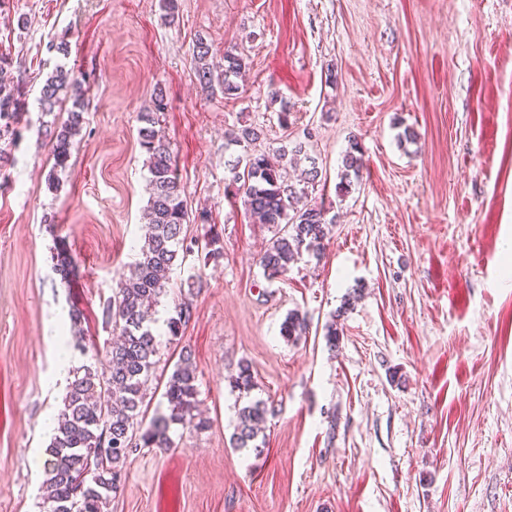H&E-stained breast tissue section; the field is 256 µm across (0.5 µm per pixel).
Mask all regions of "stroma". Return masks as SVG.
<instances>
[{
	"instance_id": "obj_1",
	"label": "stroma",
	"mask_w": 512,
	"mask_h": 512,
	"mask_svg": "<svg viewBox=\"0 0 512 512\" xmlns=\"http://www.w3.org/2000/svg\"><path fill=\"white\" fill-rule=\"evenodd\" d=\"M178 4L172 21L162 0H0V54L26 98L0 168V512L51 510L29 457L62 406L59 349L106 368L104 305L146 231L137 116L159 89L187 234L224 245L178 337L172 297L155 312L162 359L192 354L209 427L136 448L108 512H512V0ZM200 38L246 57L236 98L200 88ZM59 64L83 82L84 122L52 189L38 98ZM243 125L263 129V152L307 142L326 178L308 198L335 218L323 253L273 282L259 266L272 229L226 190L241 150L224 133ZM354 140L363 177L345 193ZM343 305L332 347L324 325ZM73 309L78 346L61 341ZM292 310L309 330L289 342ZM244 360L270 408L258 449L230 445ZM363 160L362 150L357 141H352L342 158V171L338 188L349 192V187L354 181L359 182L362 177Z\"/></svg>"
}]
</instances>
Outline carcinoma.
<instances>
[{
	"instance_id": "obj_1",
	"label": "carcinoma",
	"mask_w": 512,
	"mask_h": 512,
	"mask_svg": "<svg viewBox=\"0 0 512 512\" xmlns=\"http://www.w3.org/2000/svg\"><path fill=\"white\" fill-rule=\"evenodd\" d=\"M211 46L197 40L193 49L194 73L204 89L218 83L224 95L237 94L236 77L246 67L245 57L231 49L224 50V70L215 72L210 59ZM11 58L0 54V167L10 161L8 146L19 135V124L25 102L19 82L8 75ZM70 93L72 109L60 127L50 132L53 170L50 186L59 184L58 173L66 171L74 148V139L83 123L80 83L71 71L59 65L40 91L39 104L46 115L54 113ZM165 109L163 91L155 94L153 108L140 113L138 136L148 156L149 199L144 219L148 226L140 259L123 278L106 305V315L119 338L107 346L108 373L100 374L91 365L73 370L67 387L57 426L47 448L45 498L53 512H105L111 495L120 490L126 460L132 449L171 448V426L180 424L203 431L209 422L197 413V368L186 353L174 365L165 383L163 398L167 412L143 420L141 407L147 384L159 363L161 342L151 326L150 312L169 295L173 288L171 273L177 264H186L189 274L179 285L181 301L175 304L176 316L167 321L169 333L177 336L179 325L188 321L194 291L201 288L195 265L187 263L193 256L207 263L224 257L219 236L201 240L186 236L184 225L188 213L183 188L175 172L170 143L158 134L160 115ZM261 139V131L243 126L226 136L227 144L241 148L233 168L235 193L243 195L247 213L256 224L274 229V236L263 255V276L273 280L285 275L302 251L319 252L330 239L334 219L327 218L323 203L303 202L307 185H315L321 171L315 161L305 170L298 187L283 179L269 156L251 146ZM362 150L358 142L350 143L342 158L338 188L348 191L351 183L362 177ZM54 270L66 281L74 270V262L65 251L56 254ZM282 336L299 339L307 332L306 317L297 311L287 314L280 328ZM257 381L248 362L238 366L230 376L232 390L248 395ZM270 412L264 400H250L238 411V422L232 434L235 448H256V441Z\"/></svg>"
}]
</instances>
